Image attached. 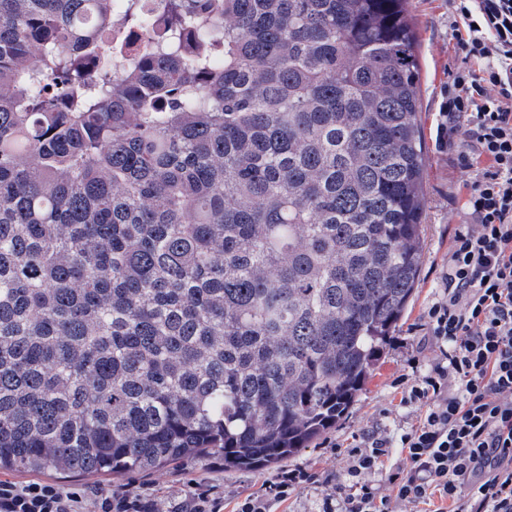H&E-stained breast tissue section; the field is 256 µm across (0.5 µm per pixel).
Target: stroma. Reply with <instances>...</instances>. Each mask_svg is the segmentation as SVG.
<instances>
[{
  "mask_svg": "<svg viewBox=\"0 0 512 512\" xmlns=\"http://www.w3.org/2000/svg\"><path fill=\"white\" fill-rule=\"evenodd\" d=\"M419 40L421 65V123L426 141L424 206L422 213L424 258L420 281L413 298L393 334V340L367 380L362 393L347 413L310 448L288 459L284 467L319 473L321 478L343 481L347 447L355 434L378 427L390 433L409 429L416 420L414 408L400 399L415 376L425 373L438 354L423 340L424 314L438 299L441 270L448 263V248L457 225L466 223L454 211L450 198L463 174L456 153L437 141L439 112L448 90V67L455 59L449 42L451 6L448 0H410ZM281 467V468H284ZM281 468L265 471H226L214 459H189L175 468L123 477L73 478L69 484L98 491L125 488L130 492L179 503L193 488L208 491L234 512L249 496H264Z\"/></svg>",
  "mask_w": 512,
  "mask_h": 512,
  "instance_id": "obj_1",
  "label": "stroma"
}]
</instances>
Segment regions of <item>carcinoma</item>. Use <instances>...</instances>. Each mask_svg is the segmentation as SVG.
Wrapping results in <instances>:
<instances>
[{
  "instance_id": "obj_1",
  "label": "carcinoma",
  "mask_w": 512,
  "mask_h": 512,
  "mask_svg": "<svg viewBox=\"0 0 512 512\" xmlns=\"http://www.w3.org/2000/svg\"><path fill=\"white\" fill-rule=\"evenodd\" d=\"M408 0H0V471L297 455L423 262ZM121 28L145 23L124 0ZM147 5L148 24L144 30L130 32L125 36V40L140 50H149L153 42L152 37L157 33L159 24L163 19L165 9L162 7L163 0H144Z\"/></svg>"
}]
</instances>
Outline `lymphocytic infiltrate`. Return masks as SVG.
I'll return each instance as SVG.
<instances>
[{
	"mask_svg": "<svg viewBox=\"0 0 512 512\" xmlns=\"http://www.w3.org/2000/svg\"><path fill=\"white\" fill-rule=\"evenodd\" d=\"M443 127L464 176L461 211L443 274L445 296L425 328L441 356L401 399L409 431L355 435L347 482L322 512H398L401 503L450 502V512H512V0H451ZM402 464L379 494L368 477L392 449ZM0 512H153L127 491L0 479Z\"/></svg>",
	"mask_w": 512,
	"mask_h": 512,
	"instance_id": "obj_1",
	"label": "lymphocytic infiltrate"
}]
</instances>
